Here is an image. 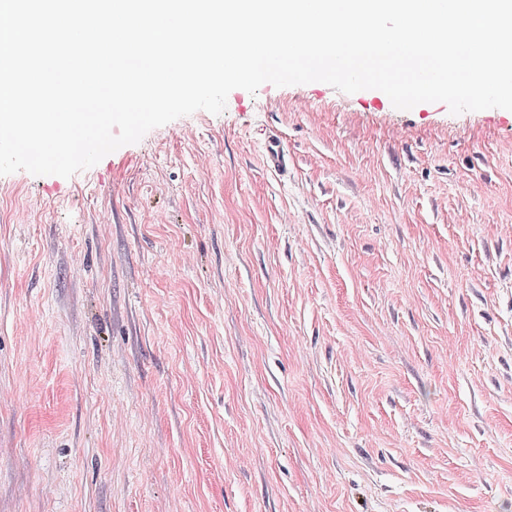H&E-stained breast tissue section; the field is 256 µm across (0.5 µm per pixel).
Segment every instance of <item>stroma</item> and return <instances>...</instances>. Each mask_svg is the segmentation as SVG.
<instances>
[{
    "label": "stroma",
    "instance_id": "stroma-1",
    "mask_svg": "<svg viewBox=\"0 0 512 512\" xmlns=\"http://www.w3.org/2000/svg\"><path fill=\"white\" fill-rule=\"evenodd\" d=\"M0 512H512V111L265 84L0 176ZM263 157L268 169L280 171L286 167L287 154L283 140L276 134L268 136L263 145Z\"/></svg>",
    "mask_w": 512,
    "mask_h": 512
}]
</instances>
